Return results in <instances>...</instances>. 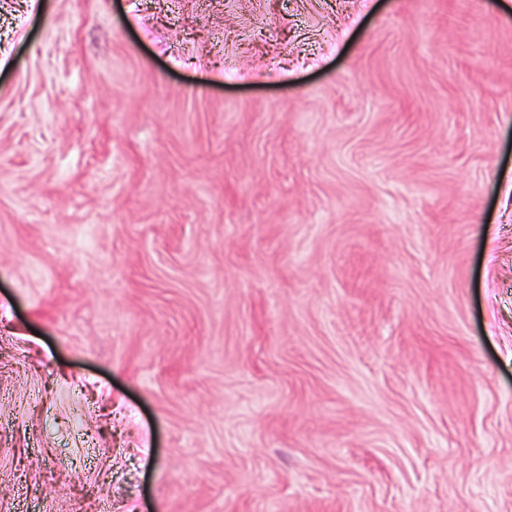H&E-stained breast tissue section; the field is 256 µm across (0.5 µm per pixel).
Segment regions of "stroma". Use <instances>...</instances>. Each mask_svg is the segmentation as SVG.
I'll return each instance as SVG.
<instances>
[{"instance_id":"1","label":"stroma","mask_w":512,"mask_h":512,"mask_svg":"<svg viewBox=\"0 0 512 512\" xmlns=\"http://www.w3.org/2000/svg\"><path fill=\"white\" fill-rule=\"evenodd\" d=\"M0 512H512V0H0Z\"/></svg>"}]
</instances>
